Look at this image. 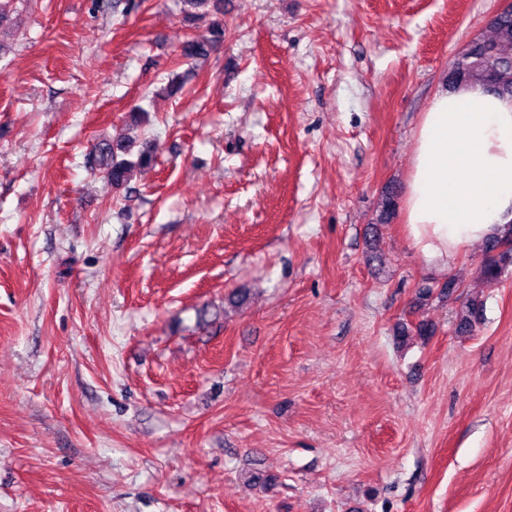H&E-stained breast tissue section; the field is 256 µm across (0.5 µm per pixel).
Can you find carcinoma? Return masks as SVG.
Listing matches in <instances>:
<instances>
[{"label":"carcinoma","mask_w":512,"mask_h":512,"mask_svg":"<svg viewBox=\"0 0 512 512\" xmlns=\"http://www.w3.org/2000/svg\"><path fill=\"white\" fill-rule=\"evenodd\" d=\"M193 10L211 9L215 20L212 39H190L182 45V56L198 61L209 56L213 45L224 38L223 0H186ZM491 35L475 38L459 56L456 70L448 75V90L469 83H479L500 97L512 98V11L501 12L489 21ZM130 144L118 141L110 147L100 144L88 154L86 167L99 172L112 182L116 189L127 187L135 168L148 165L152 155L140 152L137 160L118 159V153L127 154ZM512 265V234L494 237L487 243L486 256L480 271L484 279L495 281L502 277L507 266Z\"/></svg>","instance_id":"carcinoma-1"}]
</instances>
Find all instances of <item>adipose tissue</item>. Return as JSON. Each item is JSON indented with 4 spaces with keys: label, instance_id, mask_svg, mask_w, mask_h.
<instances>
[{
    "label": "adipose tissue",
    "instance_id": "1",
    "mask_svg": "<svg viewBox=\"0 0 512 512\" xmlns=\"http://www.w3.org/2000/svg\"><path fill=\"white\" fill-rule=\"evenodd\" d=\"M403 232L447 271L460 251L512 231V99L468 84L436 94L419 118L404 182Z\"/></svg>",
    "mask_w": 512,
    "mask_h": 512
}]
</instances>
